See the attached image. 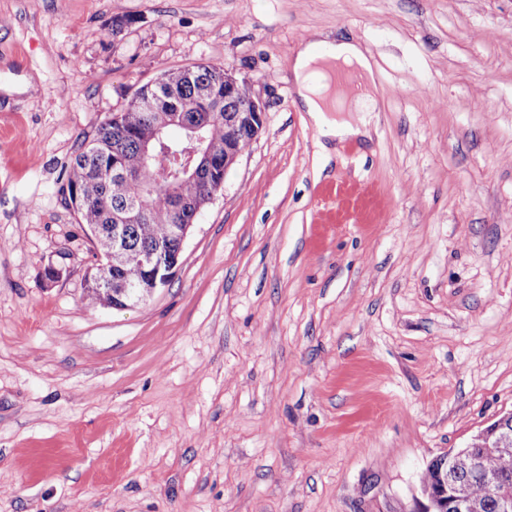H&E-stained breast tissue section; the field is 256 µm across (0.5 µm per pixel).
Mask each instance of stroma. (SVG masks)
<instances>
[{
  "instance_id": "1",
  "label": "stroma",
  "mask_w": 512,
  "mask_h": 512,
  "mask_svg": "<svg viewBox=\"0 0 512 512\" xmlns=\"http://www.w3.org/2000/svg\"><path fill=\"white\" fill-rule=\"evenodd\" d=\"M315 32L379 107L327 155L290 71ZM197 64L263 129L171 283L103 307L60 173ZM508 413L512 0H0V512H416Z\"/></svg>"
}]
</instances>
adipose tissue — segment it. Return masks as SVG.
I'll return each instance as SVG.
<instances>
[{
	"label": "adipose tissue",
	"instance_id": "1",
	"mask_svg": "<svg viewBox=\"0 0 512 512\" xmlns=\"http://www.w3.org/2000/svg\"><path fill=\"white\" fill-rule=\"evenodd\" d=\"M352 68L357 85L352 96L332 94L335 69ZM296 93L320 137L346 140L368 136L369 116L377 109L372 62L350 39L311 36L291 64Z\"/></svg>",
	"mask_w": 512,
	"mask_h": 512
}]
</instances>
